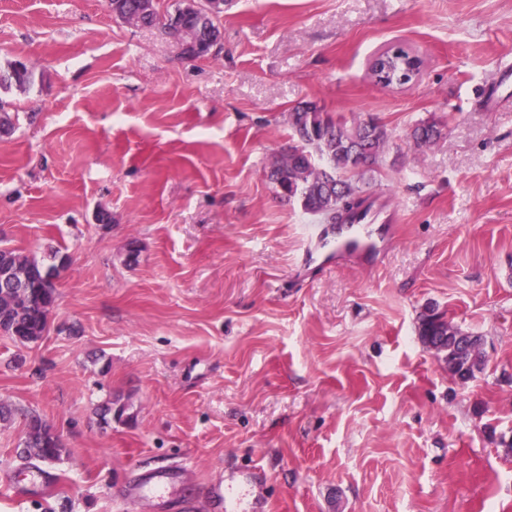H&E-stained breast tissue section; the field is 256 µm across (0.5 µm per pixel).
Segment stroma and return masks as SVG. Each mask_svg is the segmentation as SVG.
I'll list each match as a JSON object with an SVG mask.
<instances>
[{"mask_svg":"<svg viewBox=\"0 0 512 512\" xmlns=\"http://www.w3.org/2000/svg\"><path fill=\"white\" fill-rule=\"evenodd\" d=\"M221 31L186 61L105 0H0V65L35 73L5 95L0 247L65 258L43 338L0 334V512H214L256 469L264 512H512V0H224ZM396 46L420 73L380 86ZM305 101L391 134L369 261L303 265L317 218L267 178ZM430 303L481 337L469 381L422 343ZM29 415L60 460L22 468ZM444 126L445 123L440 120L427 121L415 125L407 135L415 146L426 147L440 140ZM171 488V475L166 472L156 473L143 480L140 485V497L142 500L146 501L161 500L162 496H155V492L163 489L169 493Z\"/></svg>","mask_w":512,"mask_h":512,"instance_id":"obj_1","label":"stroma"}]
</instances>
